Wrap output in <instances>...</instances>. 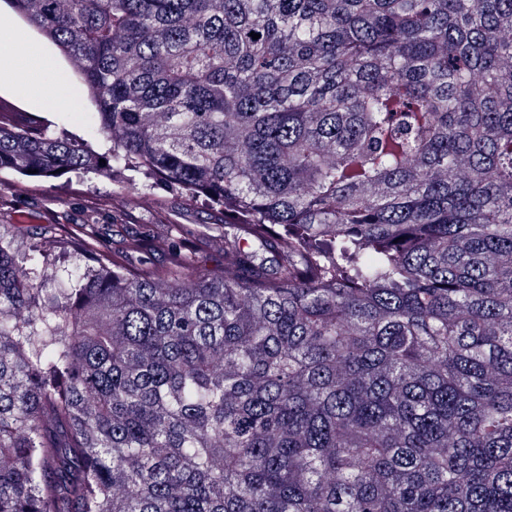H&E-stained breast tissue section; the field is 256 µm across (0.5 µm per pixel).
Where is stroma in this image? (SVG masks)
Listing matches in <instances>:
<instances>
[{"label": "stroma", "mask_w": 512, "mask_h": 512, "mask_svg": "<svg viewBox=\"0 0 512 512\" xmlns=\"http://www.w3.org/2000/svg\"><path fill=\"white\" fill-rule=\"evenodd\" d=\"M63 90L74 98L73 111L42 109L26 95L1 85L0 97L13 99L18 111L40 116L53 128L106 152L109 143L96 121V107L72 68L64 70ZM222 220L220 210L140 177L120 187L93 170L55 178L0 175V225L11 226L24 241L46 242L60 254L73 253L79 244L122 251L146 233L175 240L185 228L220 236Z\"/></svg>", "instance_id": "1"}]
</instances>
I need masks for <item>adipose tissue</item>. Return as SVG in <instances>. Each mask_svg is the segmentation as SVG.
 <instances>
[{"label": "adipose tissue", "instance_id": "obj_1", "mask_svg": "<svg viewBox=\"0 0 512 512\" xmlns=\"http://www.w3.org/2000/svg\"><path fill=\"white\" fill-rule=\"evenodd\" d=\"M1 46L6 52L0 57V67L16 86L34 89L40 101L50 109H71L72 99L63 92L62 79L42 47L31 41L16 42L13 24L3 18L0 19Z\"/></svg>", "mask_w": 512, "mask_h": 512}]
</instances>
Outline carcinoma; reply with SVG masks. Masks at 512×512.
Returning a JSON list of instances; mask_svg holds the SVG:
<instances>
[{
    "label": "carcinoma",
    "instance_id": "cac0c4a2",
    "mask_svg": "<svg viewBox=\"0 0 512 512\" xmlns=\"http://www.w3.org/2000/svg\"><path fill=\"white\" fill-rule=\"evenodd\" d=\"M9 2L112 156L0 172L204 198L224 268L0 225V512H512V0Z\"/></svg>",
    "mask_w": 512,
    "mask_h": 512
}]
</instances>
